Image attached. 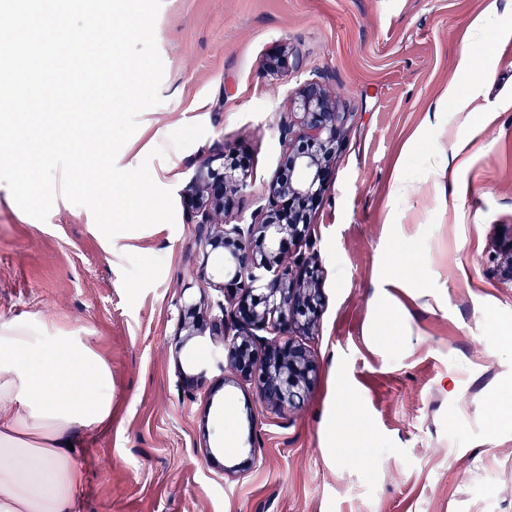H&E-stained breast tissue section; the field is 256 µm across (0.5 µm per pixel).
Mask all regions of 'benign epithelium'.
Here are the masks:
<instances>
[{
	"mask_svg": "<svg viewBox=\"0 0 512 512\" xmlns=\"http://www.w3.org/2000/svg\"><path fill=\"white\" fill-rule=\"evenodd\" d=\"M354 117L332 98L322 73L288 95L279 121L281 163L248 224L224 220L247 188L246 169L238 165L216 167L217 158L206 159L181 191L204 253L197 275L213 283L224 301L204 311L196 303L184 305L179 331L220 345L223 371L253 382L261 401L281 413L301 404L315 372L296 337L310 333L322 295L315 258L299 245ZM292 242L297 248L285 265ZM219 249L224 264L208 267Z\"/></svg>",
	"mask_w": 512,
	"mask_h": 512,
	"instance_id": "benign-epithelium-1",
	"label": "benign epithelium"
}]
</instances>
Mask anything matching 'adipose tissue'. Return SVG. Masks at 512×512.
Returning a JSON list of instances; mask_svg holds the SVG:
<instances>
[{"label": "adipose tissue", "mask_w": 512, "mask_h": 512, "mask_svg": "<svg viewBox=\"0 0 512 512\" xmlns=\"http://www.w3.org/2000/svg\"><path fill=\"white\" fill-rule=\"evenodd\" d=\"M112 418L107 364L41 321L0 325V512H75L76 424Z\"/></svg>", "instance_id": "obj_1"}]
</instances>
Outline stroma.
I'll list each match as a JSON object with an SVG mask.
<instances>
[{"label":"stroma","mask_w":512,"mask_h":512,"mask_svg":"<svg viewBox=\"0 0 512 512\" xmlns=\"http://www.w3.org/2000/svg\"><path fill=\"white\" fill-rule=\"evenodd\" d=\"M490 9L512 28V0H162V102L119 168L149 161L177 194L224 152L248 172L246 218L290 90L324 73L355 114L311 216L317 373L288 413L225 382L209 337L177 347L179 304L222 298L183 207L109 240L88 209L59 196L41 222L0 183V323L47 322L111 372V424L77 430L78 512H512V35L467 37ZM472 52L492 82L459 70ZM382 288L403 323L377 309Z\"/></svg>","instance_id":"obj_1"}]
</instances>
